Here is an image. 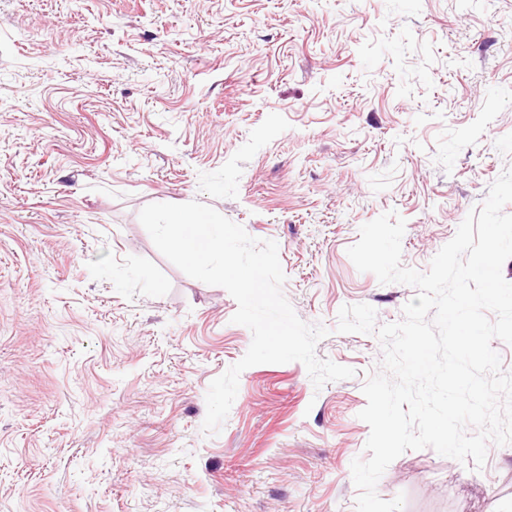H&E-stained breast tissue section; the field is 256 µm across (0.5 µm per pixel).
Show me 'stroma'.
<instances>
[{"label": "stroma", "instance_id": "1", "mask_svg": "<svg viewBox=\"0 0 512 512\" xmlns=\"http://www.w3.org/2000/svg\"><path fill=\"white\" fill-rule=\"evenodd\" d=\"M512 167V0H0V512H355L372 334L413 287L347 250L386 212L427 271ZM200 201L272 240L282 292L352 378L297 361L214 378L250 330L139 220ZM403 512H512V444L482 469L410 450Z\"/></svg>", "mask_w": 512, "mask_h": 512}]
</instances>
